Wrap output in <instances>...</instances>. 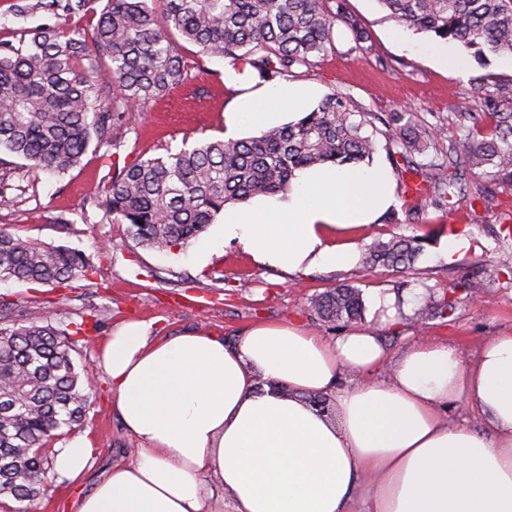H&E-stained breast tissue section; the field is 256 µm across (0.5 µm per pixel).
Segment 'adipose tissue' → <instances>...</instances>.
Here are the masks:
<instances>
[{"label": "adipose tissue", "mask_w": 512, "mask_h": 512, "mask_svg": "<svg viewBox=\"0 0 512 512\" xmlns=\"http://www.w3.org/2000/svg\"><path fill=\"white\" fill-rule=\"evenodd\" d=\"M224 79L248 91L231 128L276 126L315 94L231 68ZM395 204L383 165L305 168L288 194L225 207L196 259L233 240L274 268L348 269L356 233ZM98 364L138 446L77 512H210L216 485L234 512H512V332L466 362L427 340L391 358L368 328L330 341L293 322L256 323L230 347L202 332L156 339L130 320ZM344 371L358 384L338 388ZM313 395L331 399V414ZM462 399L479 426L445 421Z\"/></svg>", "instance_id": "obj_1"}]
</instances>
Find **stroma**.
Returning <instances> with one entry per match:
<instances>
[{
    "label": "stroma",
    "mask_w": 512,
    "mask_h": 512,
    "mask_svg": "<svg viewBox=\"0 0 512 512\" xmlns=\"http://www.w3.org/2000/svg\"><path fill=\"white\" fill-rule=\"evenodd\" d=\"M346 7L368 35L366 49L357 48L349 29L337 23L334 50L313 58L289 80L317 89L322 98L334 93L346 97L375 118V159L389 160L384 121L391 113H412L429 129L448 128L447 137L435 139L420 155L423 163L446 158L460 101L476 100L481 112L512 113V54L491 53L480 61L454 42L452 57L441 66L427 52L439 43L434 35L401 31L377 0H346ZM185 55L194 64L187 82L128 113L121 162L158 157L185 141L223 136L225 115L236 111L239 100L238 90L224 83L225 62L198 57L191 49ZM114 172L111 162L92 149L80 165L61 176L28 173L20 159L0 157V190L8 197L0 204V231L75 249L93 268L89 278L65 289L0 281V302L11 303L14 319L50 318L63 329L83 323L86 334L74 358L88 368L92 385L85 421L55 442L61 448L69 440L84 438L92 451L91 468L74 480L50 473L46 495L32 505L0 493V512H76L83 495L111 468L133 457L137 443L110 406L108 379L96 367L100 346L124 319L150 323L156 337L204 332L229 344L255 323L295 320L332 341L348 332L349 324L318 320L309 299L351 284L363 293L365 325L377 329L393 357L423 340L451 341L468 361L494 336L512 331V238L504 236L505 228H512V182H479L486 199L473 210L463 204L451 211L434 205L428 196L413 203L399 194L397 223L380 220L356 236L362 253L395 236L427 237L415 270H367L358 265L290 274L256 262L234 242L218 247L204 265L194 259L200 245L196 238L164 251L138 245L125 224L105 217L92 195ZM448 224L465 244L446 260L437 250ZM464 281L469 288L452 317L441 319L426 310L430 293L453 290ZM399 292L413 296L415 303L396 328L383 321L373 299Z\"/></svg>",
    "instance_id": "1"
}]
</instances>
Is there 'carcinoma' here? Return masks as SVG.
Here are the masks:
<instances>
[{
  "label": "carcinoma",
  "instance_id": "carcinoma-1",
  "mask_svg": "<svg viewBox=\"0 0 512 512\" xmlns=\"http://www.w3.org/2000/svg\"><path fill=\"white\" fill-rule=\"evenodd\" d=\"M98 0H30L14 4L19 16L42 11L48 20L19 44L0 41V152L29 171L63 175L90 145L110 153L127 133V112L157 99L188 79L183 50L242 62L260 82L287 77L335 46L341 21L356 44L366 42L345 0H107L91 29L74 34L69 18L95 11ZM400 27L432 33L485 51L512 52V0H377ZM110 62L105 75L98 61ZM457 127L471 122L461 142L478 178L512 181V117L474 112L463 101ZM364 113L334 94L295 123L251 138H210L134 160L97 187L105 215L128 224L129 235L157 249L181 246L205 231L228 203L291 190L295 171L332 163L357 165L376 151ZM390 141L401 148L402 174L419 178L416 195L433 193L455 207L466 198L453 162L424 165L414 159L431 131L397 113ZM421 242L394 237L374 246L366 267L414 268ZM89 263L64 247H49L0 231V280L67 288L87 276ZM327 321L364 317L362 291L352 285L326 290L311 301ZM428 309L450 317L457 299L432 295ZM73 331L50 318L16 322L0 316V492L32 502L44 494L52 461L39 449L60 430L85 420L89 378L73 358Z\"/></svg>",
  "mask_w": 512,
  "mask_h": 512
}]
</instances>
